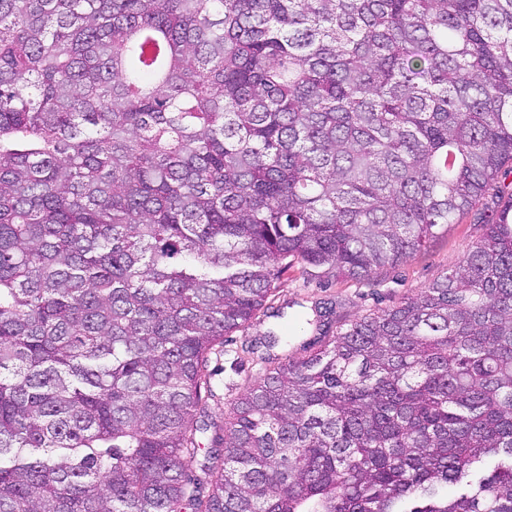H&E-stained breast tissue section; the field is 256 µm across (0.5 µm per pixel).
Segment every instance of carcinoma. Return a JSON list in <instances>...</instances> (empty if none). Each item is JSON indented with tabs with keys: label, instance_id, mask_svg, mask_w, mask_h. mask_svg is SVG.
Segmentation results:
<instances>
[{
	"label": "carcinoma",
	"instance_id": "1",
	"mask_svg": "<svg viewBox=\"0 0 512 512\" xmlns=\"http://www.w3.org/2000/svg\"><path fill=\"white\" fill-rule=\"evenodd\" d=\"M509 162L512 0H0V512H512V197L205 399L289 269L368 279ZM474 212L464 215L458 224H452L420 253L407 258L393 267H386L370 280L336 281L334 278L318 276L313 272L303 274L300 270L288 271L278 283L273 307L288 301L285 319L268 318L262 313L245 332L235 333L224 341V355L213 356L208 364L214 397L209 401V419L224 421L230 403L243 391L247 379L263 374L267 364L257 354L248 353L247 342L263 336L279 325L278 335L287 321L301 319L305 323L303 332L293 336L288 347L282 341L275 351L298 359L320 348L319 335L315 331L316 314L324 313L330 321L329 335L336 333L342 324L350 323L381 309L392 308L405 299L415 296L423 288L452 269L469 253L480 238L483 228Z\"/></svg>",
	"mask_w": 512,
	"mask_h": 512
}]
</instances>
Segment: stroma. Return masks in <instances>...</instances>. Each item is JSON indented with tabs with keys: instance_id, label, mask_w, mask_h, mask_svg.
<instances>
[{
	"instance_id": "obj_1",
	"label": "stroma",
	"mask_w": 512,
	"mask_h": 512,
	"mask_svg": "<svg viewBox=\"0 0 512 512\" xmlns=\"http://www.w3.org/2000/svg\"><path fill=\"white\" fill-rule=\"evenodd\" d=\"M482 232L476 215L466 214L420 253L364 281H339L315 273L289 271L278 283L271 304L285 306L287 319L302 320L306 327L288 345L279 346V353L298 359L319 349L313 325L319 312H326L331 326L336 328L415 296L466 256ZM276 324V319L259 316L248 330L229 337L223 356L211 358L208 371L214 395L208 406L210 418L223 420L247 379L263 374L265 363L258 355L248 353L246 346L249 340L273 330Z\"/></svg>"
}]
</instances>
